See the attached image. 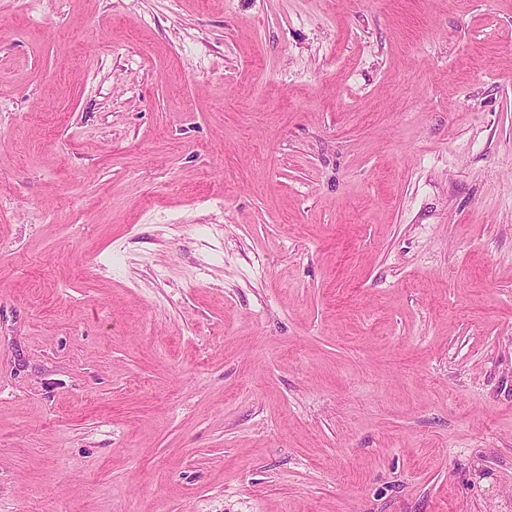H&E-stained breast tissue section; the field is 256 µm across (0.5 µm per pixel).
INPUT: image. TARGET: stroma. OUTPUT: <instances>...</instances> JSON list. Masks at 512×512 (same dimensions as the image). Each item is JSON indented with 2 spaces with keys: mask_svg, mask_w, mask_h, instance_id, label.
Segmentation results:
<instances>
[{
  "mask_svg": "<svg viewBox=\"0 0 512 512\" xmlns=\"http://www.w3.org/2000/svg\"><path fill=\"white\" fill-rule=\"evenodd\" d=\"M0 512H512V0H0Z\"/></svg>",
  "mask_w": 512,
  "mask_h": 512,
  "instance_id": "obj_1",
  "label": "stroma"
}]
</instances>
